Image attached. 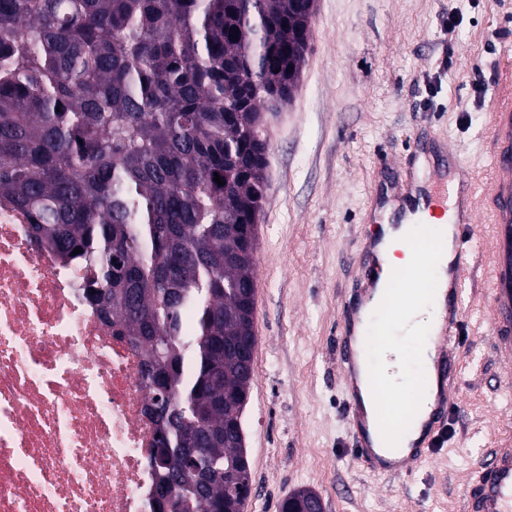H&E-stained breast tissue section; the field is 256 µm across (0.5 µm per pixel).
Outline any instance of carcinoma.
Segmentation results:
<instances>
[{
	"instance_id": "obj_1",
	"label": "carcinoma",
	"mask_w": 512,
	"mask_h": 512,
	"mask_svg": "<svg viewBox=\"0 0 512 512\" xmlns=\"http://www.w3.org/2000/svg\"><path fill=\"white\" fill-rule=\"evenodd\" d=\"M314 13L315 0H0V199L83 264L86 299L119 313L145 357L153 453L171 460L153 512L230 509L224 474L251 481L253 355L238 341L256 343L257 233L244 232L267 187L262 113L291 98Z\"/></svg>"
}]
</instances>
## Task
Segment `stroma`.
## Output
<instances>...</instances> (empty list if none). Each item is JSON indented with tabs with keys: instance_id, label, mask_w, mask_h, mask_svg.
<instances>
[{
	"instance_id": "1",
	"label": "stroma",
	"mask_w": 512,
	"mask_h": 512,
	"mask_svg": "<svg viewBox=\"0 0 512 512\" xmlns=\"http://www.w3.org/2000/svg\"><path fill=\"white\" fill-rule=\"evenodd\" d=\"M512 49V0H316L310 50L292 99L264 115L266 197L258 221L254 359L242 426L253 489L244 512H279L308 488L326 512H463L464 475L512 423V394L484 309L491 250L476 230L460 392L447 438L404 480L354 458L338 365L340 309L353 298L380 180L412 168L414 139L490 172L489 108Z\"/></svg>"
}]
</instances>
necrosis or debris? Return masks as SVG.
<instances>
[{"label":"necrosis or debris","instance_id":"4bbe7bcc","mask_svg":"<svg viewBox=\"0 0 512 512\" xmlns=\"http://www.w3.org/2000/svg\"><path fill=\"white\" fill-rule=\"evenodd\" d=\"M0 200V512H152L143 357Z\"/></svg>","mask_w":512,"mask_h":512}]
</instances>
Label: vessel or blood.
I'll return each instance as SVG.
<instances>
[{"label": "vessel or blood", "instance_id": "1", "mask_svg": "<svg viewBox=\"0 0 512 512\" xmlns=\"http://www.w3.org/2000/svg\"><path fill=\"white\" fill-rule=\"evenodd\" d=\"M492 153L490 177L481 180L464 168L456 154H449L448 167L452 181L426 171L409 173L402 184L394 186L393 197L400 206L395 218L405 212L434 214L441 207L448 210V221L454 226V266L448 274L446 316L443 330L436 339L439 352L436 375L440 385L435 407L424 426L428 431L424 444L406 446L405 434L390 432L391 420L401 419L409 404H420L427 389L426 379H419L409 390H379L390 420L367 421L360 409L356 365L361 347L370 346L369 336L358 337L354 327L359 320L358 306L371 295L370 286L380 269L373 249L363 251V288L357 289L356 303H345L337 338L341 355L340 367L350 394L349 426L357 461L376 476L401 478L410 466L422 463L429 455L437 432L448 417L458 380L456 351L463 327V312L471 281V260L475 251L474 232L478 225L491 224L494 229V251L484 270V294L489 311L488 326L496 359L505 367L498 379L499 388H512V60L500 65L498 91L490 112ZM382 311L383 318L394 319L404 312L415 286L404 275L394 274ZM464 512H512V433L483 455L468 471L465 482Z\"/></svg>", "mask_w": 512, "mask_h": 512}]
</instances>
